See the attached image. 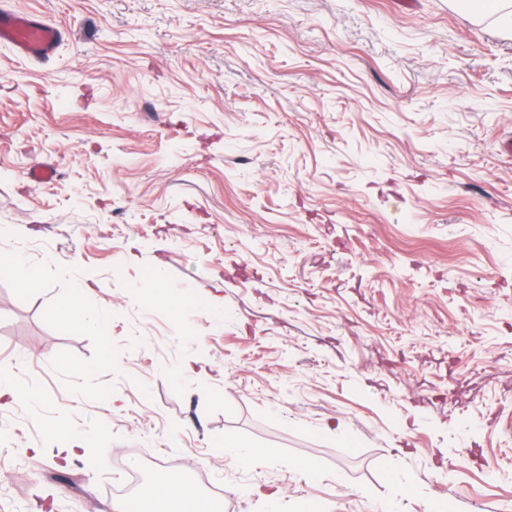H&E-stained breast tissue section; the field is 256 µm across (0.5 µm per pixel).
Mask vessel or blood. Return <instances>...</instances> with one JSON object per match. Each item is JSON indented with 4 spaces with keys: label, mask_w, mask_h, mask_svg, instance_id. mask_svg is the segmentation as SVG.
<instances>
[{
    "label": "vessel or blood",
    "mask_w": 512,
    "mask_h": 512,
    "mask_svg": "<svg viewBox=\"0 0 512 512\" xmlns=\"http://www.w3.org/2000/svg\"><path fill=\"white\" fill-rule=\"evenodd\" d=\"M53 23L30 13L15 10L10 0H0V42L29 61H46L53 57L62 39Z\"/></svg>",
    "instance_id": "vessel-or-blood-1"
}]
</instances>
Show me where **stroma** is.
<instances>
[{
  "label": "stroma",
  "instance_id": "stroma-1",
  "mask_svg": "<svg viewBox=\"0 0 512 512\" xmlns=\"http://www.w3.org/2000/svg\"><path fill=\"white\" fill-rule=\"evenodd\" d=\"M12 5L64 40L0 46V252L41 280L0 268V374L38 391L0 407V512H115L162 465L215 512H512V28L477 0ZM3 256L7 257V265L3 266L1 263V268L9 271L18 280L20 285L31 289L39 287L38 272L35 267L28 263L23 255L16 252L5 255L1 254V258ZM88 293V289L84 288L79 281H75L69 294L66 295V305L70 309L82 311L80 323L84 329L93 330L100 336H106L105 328L108 315L89 310L86 307L85 300ZM220 452L224 453L225 456H232L237 458L243 464L253 463L257 454H261L263 456L272 457L275 455V452L272 448H265L257 453L253 448L252 449H242V448H251L248 445L237 441L224 440V447H218Z\"/></svg>",
  "mask_w": 512,
  "mask_h": 512
}]
</instances>
